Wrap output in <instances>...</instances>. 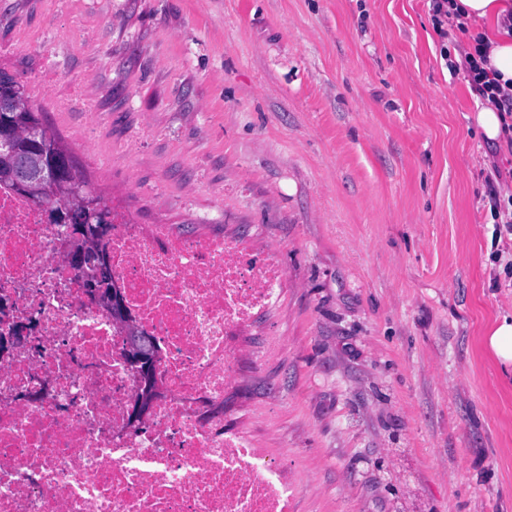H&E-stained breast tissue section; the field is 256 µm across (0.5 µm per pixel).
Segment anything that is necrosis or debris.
I'll use <instances>...</instances> for the list:
<instances>
[{
	"label": "necrosis or debris",
	"mask_w": 512,
	"mask_h": 512,
	"mask_svg": "<svg viewBox=\"0 0 512 512\" xmlns=\"http://www.w3.org/2000/svg\"><path fill=\"white\" fill-rule=\"evenodd\" d=\"M70 234L0 186V512H289L285 472L224 428L235 338L285 285L274 256L113 214L112 275L160 350L161 395L133 433L125 340Z\"/></svg>",
	"instance_id": "necrosis-or-debris-1"
}]
</instances>
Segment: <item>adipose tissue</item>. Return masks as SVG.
<instances>
[{
	"label": "adipose tissue",
	"mask_w": 512,
	"mask_h": 512,
	"mask_svg": "<svg viewBox=\"0 0 512 512\" xmlns=\"http://www.w3.org/2000/svg\"><path fill=\"white\" fill-rule=\"evenodd\" d=\"M465 17L479 22L490 46L489 59L501 83L512 86V29L505 22L512 15V0H456ZM484 345L500 365L503 376L512 375V313L496 318Z\"/></svg>",
	"instance_id": "obj_1"
}]
</instances>
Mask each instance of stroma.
Segmentation results:
<instances>
[{
	"instance_id": "obj_1",
	"label": "stroma",
	"mask_w": 512,
	"mask_h": 512,
	"mask_svg": "<svg viewBox=\"0 0 512 512\" xmlns=\"http://www.w3.org/2000/svg\"><path fill=\"white\" fill-rule=\"evenodd\" d=\"M428 0H0L27 85L112 209L273 254L224 424L292 512H512V191ZM484 345L499 363L504 378L512 376V312L496 318L484 336Z\"/></svg>"
}]
</instances>
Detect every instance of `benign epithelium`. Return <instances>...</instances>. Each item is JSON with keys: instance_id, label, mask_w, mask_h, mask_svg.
<instances>
[{"instance_id": "1", "label": "benign epithelium", "mask_w": 512, "mask_h": 512, "mask_svg": "<svg viewBox=\"0 0 512 512\" xmlns=\"http://www.w3.org/2000/svg\"><path fill=\"white\" fill-rule=\"evenodd\" d=\"M15 108V97L10 86L0 85V155L9 166L8 177L14 186L28 191L40 184L70 182L73 169L68 155L56 153L48 161L42 150L25 153L19 151L17 144L38 141L40 127L32 125L26 132H21L16 120L11 118V112ZM62 207L66 211L68 222L80 225L71 240L69 262L82 266L86 256L95 253L100 256L103 268H108L109 261L100 251V242L108 230L109 217L101 211L98 195L74 188L71 196L62 198ZM91 284L89 296L106 309L125 332L126 360L138 373L137 394L127 418V426L136 432L148 419L157 398L155 375L159 350L153 339L130 320L122 289L117 283H112V289L109 290L98 276Z\"/></svg>"}]
</instances>
